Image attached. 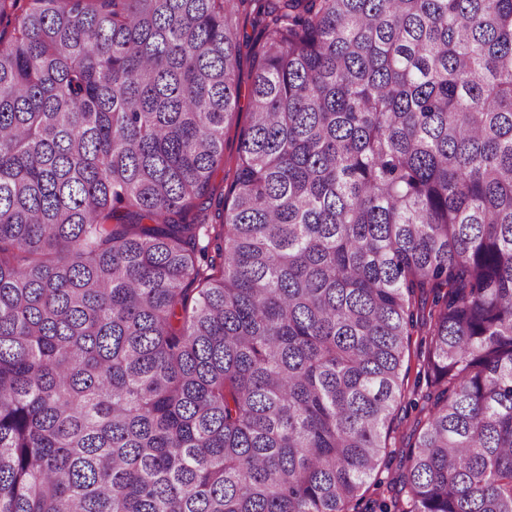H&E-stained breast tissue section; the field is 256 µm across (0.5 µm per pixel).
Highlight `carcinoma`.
Masks as SVG:
<instances>
[{
    "mask_svg": "<svg viewBox=\"0 0 512 512\" xmlns=\"http://www.w3.org/2000/svg\"><path fill=\"white\" fill-rule=\"evenodd\" d=\"M418 324L376 507L512 512V0H0V512H356ZM241 34V58L236 71L241 102L240 107L224 124V166H220L214 173L212 182L218 191L227 194L228 188L234 179L235 160L239 140L243 131L249 126L250 112L247 108V97L253 76V61L261 44V27L255 22L252 15H242L239 20ZM423 331L415 330L410 339L409 357L406 360L405 366L409 365L408 379L405 380V397L401 400L396 410V419L394 421V430L391 433L388 453L384 457L378 477L384 481V486L381 490H376L375 486L371 484L366 493L365 500L360 507V511L365 512L373 506L372 501L385 499L390 503V498L393 495L386 491L387 482H393L400 479L401 474L405 471L406 456L408 454V447L413 440L412 435L416 426V421L423 417L424 412H421L424 401L421 399V392L425 391L426 380L421 373L420 388L415 389V380L417 373L421 368V356L425 351L426 341ZM418 390V394H413ZM384 490V494H382Z\"/></svg>",
    "mask_w": 512,
    "mask_h": 512,
    "instance_id": "cac0c4a2",
    "label": "carcinoma"
}]
</instances>
